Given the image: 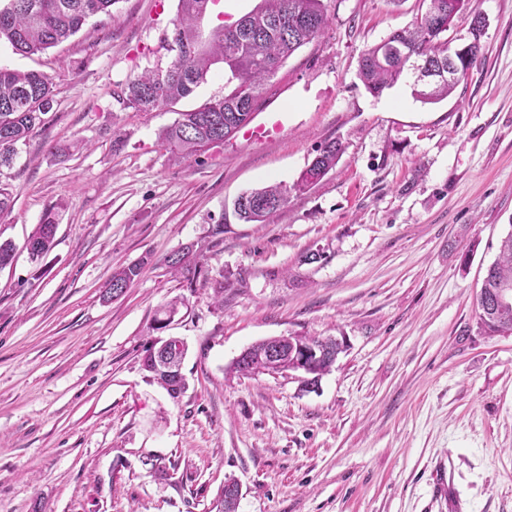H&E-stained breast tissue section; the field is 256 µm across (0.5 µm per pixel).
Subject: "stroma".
Here are the masks:
<instances>
[{"label": "stroma", "mask_w": 512, "mask_h": 512, "mask_svg": "<svg viewBox=\"0 0 512 512\" xmlns=\"http://www.w3.org/2000/svg\"><path fill=\"white\" fill-rule=\"evenodd\" d=\"M473 5L482 57L424 104L357 77L363 51L423 0H331L327 28L266 87L254 121L268 135L197 158L159 134L223 96V65L175 104L120 101L172 61L177 0H116L34 55L0 43V65L55 85L0 167L13 199L0 240L17 247L0 267V512H210L229 476L238 512H512V334L481 329L476 305L512 231V0ZM330 141L336 167L293 191ZM273 183L291 191L272 222L239 221L234 200ZM52 206L55 242L35 263L24 243ZM188 245L203 264L193 282L166 264ZM140 260L104 300L113 269ZM175 298L186 305L166 333L188 344L176 400L142 368ZM289 334L344 339L316 387L230 372ZM144 265V261H138L113 271L111 278L104 288L103 296L117 298L123 295L140 276Z\"/></svg>", "instance_id": "1"}]
</instances>
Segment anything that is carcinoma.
<instances>
[{
	"label": "carcinoma",
	"mask_w": 512,
	"mask_h": 512,
	"mask_svg": "<svg viewBox=\"0 0 512 512\" xmlns=\"http://www.w3.org/2000/svg\"><path fill=\"white\" fill-rule=\"evenodd\" d=\"M0 6V41L13 50L31 55L75 35L89 18L109 12L116 0H5ZM214 0H178L170 50L175 57L164 69L148 70L131 81L122 92L123 101L137 111H148L190 96L203 83L212 65L224 64L227 84L224 97L203 107L180 113L159 139L165 146L187 156H198L221 145L252 120L261 105L265 86L297 50L318 37L328 25L327 0H261L256 10L226 24L210 27L203 36L201 21L212 13ZM448 9V0H427L422 21L391 33L362 54L359 78L372 94L399 82L407 83L415 99L434 103L448 98L457 83L438 78L425 86L416 80L409 59L419 57L436 67H448V41L435 18ZM53 79L41 72H21L0 66V167L12 163L15 147L25 142L52 109ZM341 147L329 142L307 167L312 180L302 178L292 187L281 183L243 194L234 203L238 218L246 223L266 224L288 201L289 190L304 191L336 167ZM57 230V212L49 208L28 237L26 248L34 262L52 249ZM192 247L167 257L175 270L197 273L191 266ZM141 260L112 272L104 296L123 295L140 276ZM500 288L512 289V231L499 247L498 259L487 269L477 297L480 326L499 334H512V304L497 301ZM152 344L145 350L144 370L172 399L186 389V379L156 368Z\"/></svg>",
	"instance_id": "cac0c4a2"
}]
</instances>
